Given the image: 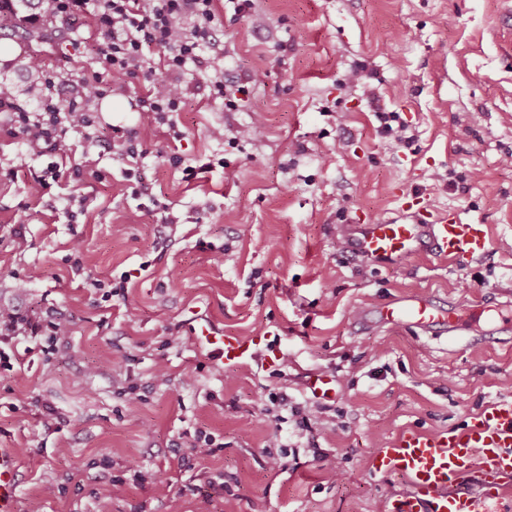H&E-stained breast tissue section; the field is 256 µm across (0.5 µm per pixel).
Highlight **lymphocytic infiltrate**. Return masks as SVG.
Returning <instances> with one entry per match:
<instances>
[{"label": "lymphocytic infiltrate", "instance_id": "obj_1", "mask_svg": "<svg viewBox=\"0 0 512 512\" xmlns=\"http://www.w3.org/2000/svg\"><path fill=\"white\" fill-rule=\"evenodd\" d=\"M89 15L98 33L94 47L101 70L76 86L68 104H61L56 96L65 80L64 70L48 67L37 55L28 59L39 76L34 90L37 109H28L13 87L0 83V125L21 139L30 158L42 161V168L31 170L30 176L43 189L80 179L81 167L71 161L72 136L93 127L94 102L124 91L128 79L149 77L153 84L136 98L135 107L151 122H169L182 109L181 77L188 64L198 61L206 48L218 56L223 53L214 37L215 0H48L46 7L28 15L27 22L32 26L74 23ZM158 54L166 73L159 82L153 78ZM71 328L67 318L24 314L0 302L1 336L23 334L53 342L68 336Z\"/></svg>", "mask_w": 512, "mask_h": 512}]
</instances>
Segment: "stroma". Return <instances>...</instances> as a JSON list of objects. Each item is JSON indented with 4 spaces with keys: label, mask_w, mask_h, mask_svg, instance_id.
Returning <instances> with one entry per match:
<instances>
[{
    "label": "stroma",
    "mask_w": 512,
    "mask_h": 512,
    "mask_svg": "<svg viewBox=\"0 0 512 512\" xmlns=\"http://www.w3.org/2000/svg\"><path fill=\"white\" fill-rule=\"evenodd\" d=\"M217 14L224 56L204 53L185 77L180 142L134 111L140 78L96 103L95 145L76 155L83 176L70 187L39 190L19 138L0 130V299L73 320L45 352L25 336L0 342L14 360L0 369V444L19 451L18 512H377L406 490L371 472L379 448L512 398V349L355 322L412 294L512 303V166L502 163L512 155V0H254L246 13ZM65 30L79 49L64 98L99 68L88 27ZM360 65L371 80L349 84ZM256 70L264 78L254 85ZM218 73L227 88L245 87L237 109L211 95ZM378 108L397 113L411 144L378 134ZM258 116L263 136L238 137ZM116 125L147 149L139 171L158 207L132 198ZM172 152L225 159L235 178L217 168L182 182ZM400 194L487 225V253L392 270L346 261L337 225L393 216ZM169 209L179 224L164 223ZM16 224L25 240L13 237ZM92 278L126 279L124 297L103 300ZM203 319L276 335L287 367L222 365L190 342ZM160 369L169 383L157 387ZM323 373L335 399L308 388ZM131 387L134 409L123 396ZM282 394L320 421L309 431L282 416L271 449L263 421L281 415ZM46 402L59 424L44 425ZM199 432L214 455H192ZM273 456L286 470H270ZM110 481L121 494L102 495Z\"/></svg>",
    "instance_id": "stroma-1"
}]
</instances>
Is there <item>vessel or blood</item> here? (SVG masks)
<instances>
[{
  "mask_svg": "<svg viewBox=\"0 0 512 512\" xmlns=\"http://www.w3.org/2000/svg\"><path fill=\"white\" fill-rule=\"evenodd\" d=\"M337 235L345 244L347 260L382 269L430 256L454 264L482 256L489 248L485 225L462 222L447 210L432 213L409 205L393 219L339 225ZM470 314V307L444 308L415 294L377 308L360 322L410 325L452 341L469 329ZM489 320L480 344L512 332V317L502 308L491 309ZM193 340L227 365L250 360L261 349L276 350L268 335L244 339L218 332L207 323L195 329ZM19 468L18 449L0 447V512H17ZM371 468L400 475L409 486L408 493L393 502L391 512H512V399H498L448 431L404 430L378 450Z\"/></svg>",
  "mask_w": 512,
  "mask_h": 512,
  "instance_id": "1",
  "label": "vessel or blood"
}]
</instances>
